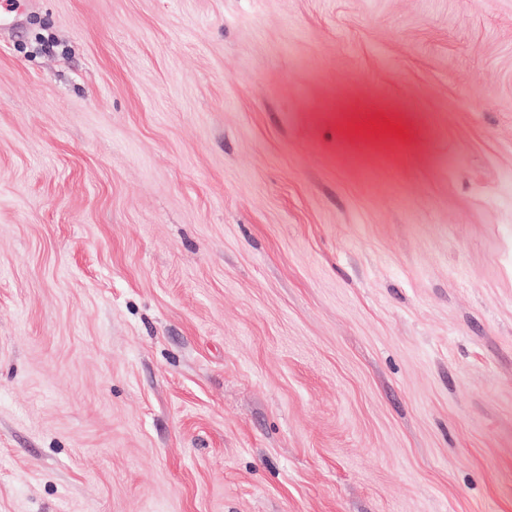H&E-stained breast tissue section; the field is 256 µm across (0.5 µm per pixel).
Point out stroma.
<instances>
[{
	"label": "stroma",
	"mask_w": 512,
	"mask_h": 512,
	"mask_svg": "<svg viewBox=\"0 0 512 512\" xmlns=\"http://www.w3.org/2000/svg\"><path fill=\"white\" fill-rule=\"evenodd\" d=\"M0 512H512V0H0Z\"/></svg>",
	"instance_id": "35a3bbf8"
}]
</instances>
